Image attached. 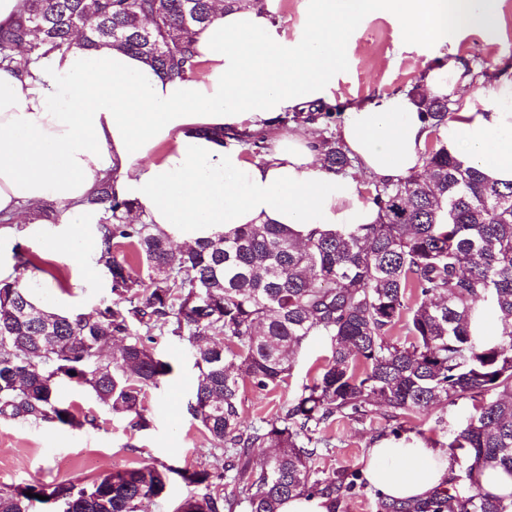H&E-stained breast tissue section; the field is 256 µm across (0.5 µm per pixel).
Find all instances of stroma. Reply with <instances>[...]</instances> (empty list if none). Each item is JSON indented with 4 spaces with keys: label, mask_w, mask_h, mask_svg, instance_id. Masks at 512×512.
I'll list each match as a JSON object with an SVG mask.
<instances>
[{
    "label": "stroma",
    "mask_w": 512,
    "mask_h": 512,
    "mask_svg": "<svg viewBox=\"0 0 512 512\" xmlns=\"http://www.w3.org/2000/svg\"><path fill=\"white\" fill-rule=\"evenodd\" d=\"M451 57L464 64L472 81L448 92L450 111H458L464 97L488 93L511 81L512 0H498L493 34L473 33L454 43L431 47L410 41L394 16H367L346 35L343 63L332 89L337 106L331 118L319 120V128L335 134L347 108L364 106L376 95L423 93L426 73ZM47 264L49 272L42 275L35 295L48 307L89 312L112 300L104 277L85 278L78 267L62 260L51 258ZM153 346L171 361L173 371L146 393V427L112 414L89 387L68 382L62 385V395L82 419L80 427L0 415V491L62 481L87 485L112 470L150 464L175 470L208 469L219 476L216 490L230 492L231 484L220 477L226 457L213 449L190 411L198 370L189 343L165 332L155 334ZM329 355V338L314 337L294 355L293 368L284 382L264 390L245 385L240 394L242 422L249 425L282 416ZM472 410L473 402L468 398L437 407L421 425L423 440L447 443L449 429L462 425ZM395 427V421L380 413L360 423L335 421L322 433L329 446L315 460V469L323 477L342 469L363 471L370 438L392 436Z\"/></svg>",
    "instance_id": "1"
}]
</instances>
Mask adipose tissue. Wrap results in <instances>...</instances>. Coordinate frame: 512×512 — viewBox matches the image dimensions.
<instances>
[{
  "label": "adipose tissue",
  "mask_w": 512,
  "mask_h": 512,
  "mask_svg": "<svg viewBox=\"0 0 512 512\" xmlns=\"http://www.w3.org/2000/svg\"><path fill=\"white\" fill-rule=\"evenodd\" d=\"M313 25L289 39L279 0L218 9L198 28L196 68L169 78L140 57L101 47L56 52L28 72L0 68V282L19 273L10 243L35 236L46 251L96 275L98 241L88 239L103 207L97 185L114 177L147 223L171 241L195 245L241 224H285L301 234L339 224H374L378 210L349 174L326 170L304 131H276L289 110L331 102L346 31L378 10L410 40L436 44L485 31L496 0H309ZM512 87L464 103L449 126V150L499 182H512ZM221 128L225 139L211 129ZM262 132L269 149L249 160L236 131ZM430 130L411 97L382 94L350 108L338 139L378 181L422 171ZM52 204L56 222L35 218ZM447 449L410 436L377 440L369 485L413 502L446 488Z\"/></svg>",
  "instance_id": "ef3b65f1"
}]
</instances>
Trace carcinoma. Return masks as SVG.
Returning a JSON list of instances; mask_svg holds the SVG:
<instances>
[{
  "instance_id": "cac0c4a2",
  "label": "carcinoma",
  "mask_w": 512,
  "mask_h": 512,
  "mask_svg": "<svg viewBox=\"0 0 512 512\" xmlns=\"http://www.w3.org/2000/svg\"><path fill=\"white\" fill-rule=\"evenodd\" d=\"M213 17V0H24L18 21L0 28V67L23 73L57 51L107 45L181 76L194 67L196 29ZM424 107L435 134L424 169L375 184V224H338L306 238L285 224H244L177 250L153 225L128 222L135 202L116 195L114 178L101 181L90 200L106 204L95 225L96 262L115 299L92 313L59 312L30 288L1 283L0 414L80 426L61 398L65 381L89 386L112 413L145 427L146 388L172 372L150 346L153 332L185 336L198 369L190 409L224 450L234 490L211 492L214 475L205 470L144 465L90 485L18 486L0 493V512H29V492L63 512H140L172 474L204 487L176 512H279L293 496L324 498L336 512L357 474L317 475L313 461L328 447L323 429L379 410L422 421L435 404L462 398L475 405L445 444L458 468L454 493L381 507L512 512V493L484 491L475 477L480 465L512 474V182L490 180L448 150L438 136L457 120L448 99ZM313 136L324 168L353 166L335 138ZM15 259L22 277L47 273L28 253ZM487 300L500 322L492 342L472 332L475 305ZM401 322L402 339L392 336ZM114 336L123 346L104 362L99 348ZM311 336L331 344L312 384L284 416L242 425L241 387L283 381Z\"/></svg>"
}]
</instances>
